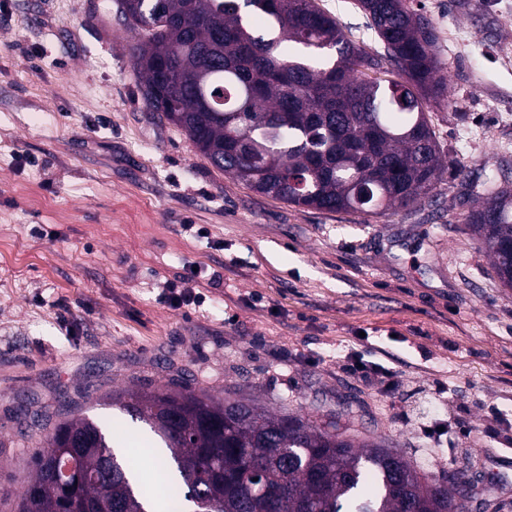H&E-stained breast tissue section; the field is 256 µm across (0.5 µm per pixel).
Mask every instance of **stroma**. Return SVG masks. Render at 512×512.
<instances>
[{
  "label": "stroma",
  "mask_w": 512,
  "mask_h": 512,
  "mask_svg": "<svg viewBox=\"0 0 512 512\" xmlns=\"http://www.w3.org/2000/svg\"><path fill=\"white\" fill-rule=\"evenodd\" d=\"M366 52L355 0H317ZM430 17L453 107L428 118L447 163L393 215L325 212L259 194L214 168L152 112L115 0H0V512L65 419L89 416L168 469L128 390L237 393L386 442L421 473L466 471L469 512H512V288L463 222L456 164L512 181V0H409ZM193 224L203 231L186 233ZM197 309L161 302L190 265ZM66 317H59V303ZM393 368L395 401L346 373ZM447 401L453 447L419 423ZM46 406L39 426L17 408Z\"/></svg>",
  "instance_id": "stroma-1"
}]
</instances>
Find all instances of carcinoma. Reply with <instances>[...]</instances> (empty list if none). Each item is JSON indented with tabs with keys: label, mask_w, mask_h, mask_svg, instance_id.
Listing matches in <instances>:
<instances>
[{
	"label": "carcinoma",
	"mask_w": 512,
	"mask_h": 512,
	"mask_svg": "<svg viewBox=\"0 0 512 512\" xmlns=\"http://www.w3.org/2000/svg\"><path fill=\"white\" fill-rule=\"evenodd\" d=\"M134 34L147 102L181 128L216 168L254 191L330 212L394 214L436 189L443 158L427 112L451 105L445 63L427 16L408 0H357L382 44L370 55L316 0H116ZM248 6L266 24L257 30ZM381 70L371 77L365 70ZM475 200L464 217L494 273L512 288V189L488 174L463 175ZM159 405L182 414L165 426ZM123 410L170 451L169 507L183 512L189 479L223 512H463L470 482L419 473L382 443L334 422L319 425L251 400L189 387L129 391ZM72 449L71 487L47 476L46 449ZM34 470L11 512H65L69 499L146 512L152 487L140 460L118 455L88 419H66L32 457Z\"/></svg>",
	"instance_id": "obj_1"
}]
</instances>
